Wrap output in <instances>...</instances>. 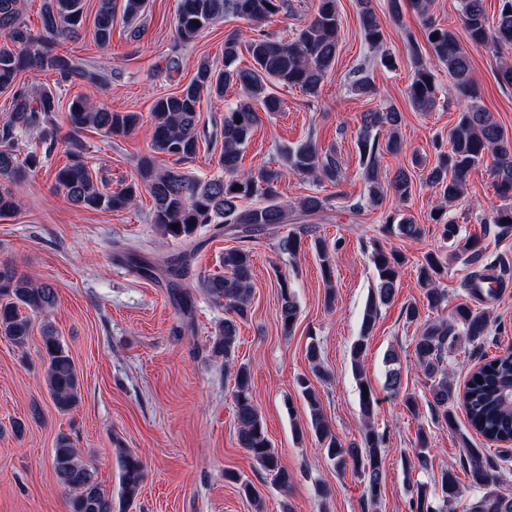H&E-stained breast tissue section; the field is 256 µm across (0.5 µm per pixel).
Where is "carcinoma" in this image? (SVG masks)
Masks as SVG:
<instances>
[{"instance_id":"carcinoma-1","label":"carcinoma","mask_w":512,"mask_h":512,"mask_svg":"<svg viewBox=\"0 0 512 512\" xmlns=\"http://www.w3.org/2000/svg\"><path fill=\"white\" fill-rule=\"evenodd\" d=\"M499 2L497 20L491 22L484 0H460L470 44L512 47V0ZM431 3L432 0H410L411 7L425 22L429 54L447 69L453 88L463 100V109L456 124L448 130V150H442L440 143L435 144V163L421 174L422 182L441 199V204L430 210L428 221L436 225L442 239L457 245V251L475 266L464 283L469 297L487 302L497 296L496 290L483 288L492 279L489 271L496 264L482 262L485 249L481 238L462 237L461 226L448 218L447 205L463 195L468 173L490 158L494 191L502 204L491 209L487 222L496 227L499 237L512 236V138L480 104L468 50L455 32L430 21ZM147 4L148 0H99L94 18L97 45L102 48L110 45L115 9H120L123 19L132 23L145 14ZM289 9L287 0H179L172 47L166 61L169 70L179 68L182 50L226 14L250 24L253 35L244 39L237 32L227 35L224 68L219 69L203 58L185 87L155 100L151 112L152 153L138 159L136 180L105 191L93 179L82 135L88 129L108 137L128 135L139 124L138 113L112 111L94 104L86 94L76 96L68 103L70 131L61 139L54 123V114L61 108L60 94L22 82L24 73L36 70L52 75L57 89L71 85L99 89L108 84L112 74L67 47L79 38L85 17L84 0H43L41 27L36 33L22 20L21 0H0V31L4 34L0 39V93H9L10 98L9 116L0 124V218L20 210L21 202L12 185L43 167L44 160L61 143L66 163L56 169L54 186L73 203L86 209L121 212L134 206L138 195L145 190L153 201L151 224L160 238L191 244L195 242L197 229L207 224L233 237L239 245L224 250V273L203 281L212 300L228 313L208 347L212 357L222 358L226 363L235 356L237 321L248 316L253 288L252 242L257 236L288 223V204L281 199L280 192L283 180L295 175L338 185L343 179L335 155L319 148L311 138L283 149L276 167L263 164L245 170L241 165L244 149L261 119L260 112L272 114L283 110L282 100L270 92L269 86L297 87L315 97L336 61L341 39L338 0H314L313 13L289 40L275 38L262 30L263 25L287 14ZM359 23L366 42L378 50L383 48L385 34L370 0H359ZM244 51L253 60L249 69L235 67L239 54ZM410 51L414 70L406 90L408 101L416 112H431L437 106L435 72L423 59L417 44L410 43ZM229 86L239 87V99L224 110L220 123L208 132L200 126L201 99L221 101ZM352 91L364 97L377 93L367 75L353 82ZM401 121V113L393 107L365 112L360 119L357 145L361 174L368 202L373 206L383 203L391 192L402 202L412 194L414 181L410 168L399 167L393 173L381 169L382 155L402 151ZM204 138L221 142L216 157L217 173L210 176L197 175L184 167L196 157ZM24 139H34L45 147L44 156H38L35 151L21 153L19 146ZM156 154L174 159V165L157 167ZM297 208L305 216L318 215L328 208V198L306 195L299 199ZM382 231L402 239L418 240L423 228L413 215L396 210L385 217ZM313 246L323 278L330 283L334 274L333 248L320 238L314 239ZM371 261L375 270L374 287L365 303L359 336L350 347L351 371L357 387L365 386L368 391L367 397L359 398L364 420L362 440L342 444L326 421L308 379H298V386L309 409L305 430L325 448L336 469L344 471L350 467L363 478L366 499L376 505L383 493L385 439L372 426L377 398L364 375L362 360L380 307L390 303L399 288L406 256L376 242ZM446 272L447 259L432 250L417 264V284L429 310L439 312L448 306V293L440 287ZM278 285L277 322L288 335L297 322L298 304L285 277L278 278ZM55 303L53 285L33 282L12 265L0 264V334L13 344L24 346L32 332L31 320L21 310L42 315ZM490 332L489 311L461 302L452 309L450 319L438 317L424 321L419 335L412 337L413 352L427 380L430 393L427 404L434 411L436 423L457 430L454 404L458 403L464 407L469 425L476 433L489 441H512V351L481 364L461 390L450 381L445 366L446 356L459 344H479ZM41 355L46 386L54 405L60 412L72 411L79 404L80 377L66 345L49 328L42 333ZM396 361L393 353L385 359L386 387L392 395L401 396L410 414L417 415L419 402L415 394L401 392ZM233 399L240 446L275 482L288 487L293 475L281 463L266 434L252 399L251 371L244 363L235 372ZM460 439L462 447L467 449L471 482L480 490L469 501L467 512H512V490L494 482L497 459L487 454L485 448L471 447L467 435L460 434ZM52 468L70 492L69 512H112V500L97 481L95 471L64 433L56 438ZM121 468V498L131 503L140 494L144 465L137 454L128 452L122 457ZM224 477L239 485V493L255 509L262 508L249 480L235 472H227ZM459 493L456 470L445 468L434 486L425 482L416 484L411 512H448Z\"/></svg>"}]
</instances>
